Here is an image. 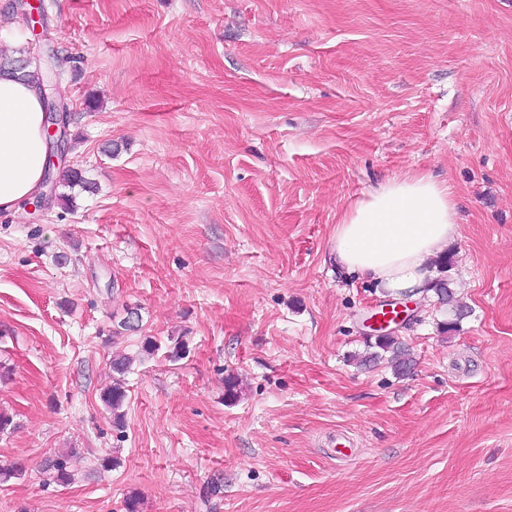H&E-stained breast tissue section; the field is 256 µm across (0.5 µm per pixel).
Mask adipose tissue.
Wrapping results in <instances>:
<instances>
[{
    "mask_svg": "<svg viewBox=\"0 0 512 512\" xmlns=\"http://www.w3.org/2000/svg\"><path fill=\"white\" fill-rule=\"evenodd\" d=\"M44 102L37 84L0 71V211L18 212L34 197L48 158ZM458 232L450 188L420 172L357 199L336 226L338 267L392 294L430 295L431 260Z\"/></svg>",
    "mask_w": 512,
    "mask_h": 512,
    "instance_id": "adipose-tissue-1",
    "label": "adipose tissue"
}]
</instances>
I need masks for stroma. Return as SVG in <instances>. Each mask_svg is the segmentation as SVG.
<instances>
[{"mask_svg": "<svg viewBox=\"0 0 512 512\" xmlns=\"http://www.w3.org/2000/svg\"><path fill=\"white\" fill-rule=\"evenodd\" d=\"M42 15L25 57L58 58L97 190L0 213V466L24 465L0 512H512V0ZM411 172L452 189L468 314L444 334L412 300L387 327L416 361L399 376L359 365L391 298L332 248L352 202ZM118 351L121 431L100 399ZM65 453L70 481H47Z\"/></svg>", "mask_w": 512, "mask_h": 512, "instance_id": "35a3bbf8", "label": "stroma"}]
</instances>
